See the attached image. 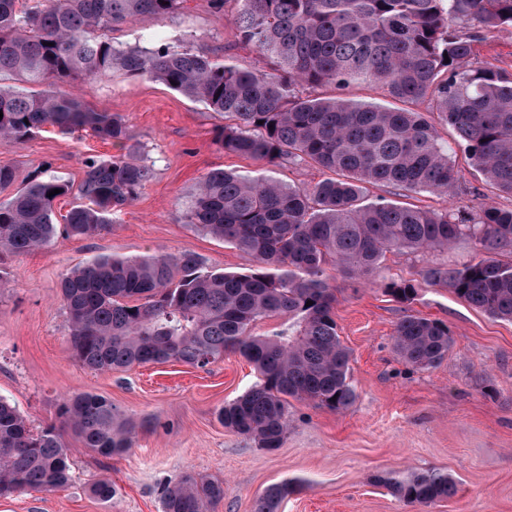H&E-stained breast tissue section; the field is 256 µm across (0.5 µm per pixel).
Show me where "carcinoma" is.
Instances as JSON below:
<instances>
[{"label": "carcinoma", "mask_w": 512, "mask_h": 512, "mask_svg": "<svg viewBox=\"0 0 512 512\" xmlns=\"http://www.w3.org/2000/svg\"><path fill=\"white\" fill-rule=\"evenodd\" d=\"M185 0H0V144L24 143L46 126L79 130L117 145L127 128L88 109L57 83L81 74L106 80L124 71L160 82L224 115L225 151L265 165L256 176L229 170L204 175L187 213L200 232L250 254L246 274L205 270L194 255H103L64 275L60 297L70 343L83 366L110 372L133 365L179 362L205 368L235 353L258 381L224 404V428L275 450L288 435V399L332 411L350 407V353L334 318L336 289L324 265L332 258L352 279L371 275L385 254L447 248L461 239L484 253L455 268L428 263L419 279L392 281L400 303L421 285H441L501 320L512 321V209L485 206L476 217L369 198L367 186L453 196L458 170L436 124L453 128L471 165L512 196V73L476 65L479 32L512 26V0H237L236 43L255 48L266 70L244 69L178 45L119 50L112 31L136 19L167 14ZM45 85L32 94L25 85ZM378 84L400 103L429 101L436 118L406 108L304 90ZM307 161L330 176L310 188L273 176L284 160ZM126 156L84 161L78 187L56 176L30 182L0 202V262L49 244L57 234L55 202L75 194L62 216L68 237L93 238L116 208L132 202L151 177ZM60 193L51 197L50 191ZM312 305H307V302ZM280 318L265 334L259 322ZM448 326L406 315L394 347L408 364L437 367L448 356ZM59 417L83 447L102 457L132 445L135 425L106 398L80 393ZM72 480L69 449L53 427L31 430L0 398V497L64 488ZM381 483L405 504L426 506L454 496V478L438 470L390 474ZM293 485L270 486L253 512H279ZM112 503L109 481L90 488ZM224 482L191 474L166 483L162 512H213Z\"/></svg>", "instance_id": "carcinoma-1"}]
</instances>
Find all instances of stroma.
Segmentation results:
<instances>
[{
	"mask_svg": "<svg viewBox=\"0 0 512 512\" xmlns=\"http://www.w3.org/2000/svg\"><path fill=\"white\" fill-rule=\"evenodd\" d=\"M237 8L236 0L220 10L211 0H186L172 13L116 28L112 40L120 49L172 42L243 68H265L256 50L235 43ZM70 84L88 108L120 118L128 140L117 146L85 131L63 135L48 126L21 145H0V165L16 173L0 201L48 175L79 184L84 159L125 150L152 175L98 237H60L0 263V397L32 430L55 427L72 460L67 487L0 498V512H161L163 485L184 474L223 480L216 512H251L267 486L286 479L300 488L280 512H512V322L488 316L439 285L421 286L408 304L385 291L388 282L415 279L425 264L452 268L478 257L471 241L423 255L388 253L366 280L332 272L335 319L351 354L357 399L335 412L291 402L288 436L273 452L218 419L224 404L258 379L239 355L225 354L203 369L169 362L100 372L77 362L59 299L62 276L102 255L153 253H190L208 270L249 271L251 255L197 231L187 224L186 211L197 181L209 171L253 175L260 165L224 151L217 139L222 115L160 83L118 71L108 82L79 75ZM439 133L459 171L454 197L404 194L387 185L369 187L370 196L472 215L489 204L512 208V196L468 165L453 130L443 126ZM407 314L448 325L451 346L437 368L417 370L397 355L393 335ZM79 393L109 399L136 423L125 454L104 458L82 448L58 415L59 404ZM412 469L447 472L458 482L457 494L415 509L375 481ZM99 480L117 488L110 505L87 492Z\"/></svg>",
	"mask_w": 512,
	"mask_h": 512,
	"instance_id": "obj_1",
	"label": "stroma"
}]
</instances>
